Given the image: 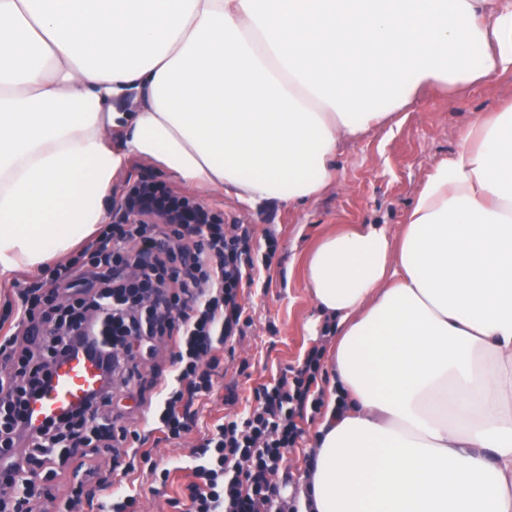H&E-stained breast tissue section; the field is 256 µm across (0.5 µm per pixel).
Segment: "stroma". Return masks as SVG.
I'll return each mask as SVG.
<instances>
[{
	"instance_id": "1",
	"label": "stroma",
	"mask_w": 512,
	"mask_h": 512,
	"mask_svg": "<svg viewBox=\"0 0 512 512\" xmlns=\"http://www.w3.org/2000/svg\"><path fill=\"white\" fill-rule=\"evenodd\" d=\"M512 99V73L499 74L457 96L429 91L401 111L391 125L371 130L347 143L336 158L337 182L317 199L288 207L267 204L252 209L220 191H199L155 163L132 158L117 175L112 194L104 201L112 207L127 187L128 179L149 175L178 192L195 197L223 211L229 224H251L256 232L273 230L278 250L269 270L262 274L263 288L244 296L243 305L253 324L235 344L232 362L219 374L212 397L201 400L197 425L184 447L150 437L153 460L170 471L165 487L153 488L150 480L136 483L142 512H174L169 499L178 497L186 483L185 464L190 450L200 444L208 428L224 415L243 412L254 404L258 391L273 385L290 368L298 367L310 348L323 342V324L314 320L315 309L303 277L305 261L316 242L346 224H385L400 232L415 194L432 167L462 146V130L478 116L498 111ZM171 370L170 350L155 343L142 352L139 374L125 404V423L139 431L149 430L146 408L135 405V395L153 397L156 378ZM235 392L236 404H225L227 392ZM322 414L303 412L297 423L303 436L276 477L283 490L295 491L307 465Z\"/></svg>"
}]
</instances>
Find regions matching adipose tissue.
I'll list each match as a JSON object with an SVG mask.
<instances>
[{
    "instance_id": "obj_1",
    "label": "adipose tissue",
    "mask_w": 512,
    "mask_h": 512,
    "mask_svg": "<svg viewBox=\"0 0 512 512\" xmlns=\"http://www.w3.org/2000/svg\"><path fill=\"white\" fill-rule=\"evenodd\" d=\"M507 71L512 0H0V278L89 238L131 158L294 206L425 88ZM461 138L399 237L307 260L345 401L299 512H512V105Z\"/></svg>"
}]
</instances>
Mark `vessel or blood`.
I'll list each match as a JSON object with an SVG mask.
<instances>
[{"mask_svg": "<svg viewBox=\"0 0 512 512\" xmlns=\"http://www.w3.org/2000/svg\"><path fill=\"white\" fill-rule=\"evenodd\" d=\"M98 364L84 355L70 357L58 366L52 386L28 410L27 421L40 426L73 406L82 404L100 385Z\"/></svg>", "mask_w": 512, "mask_h": 512, "instance_id": "vessel-or-blood-1", "label": "vessel or blood"}]
</instances>
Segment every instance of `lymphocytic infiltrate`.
<instances>
[{"label":"lymphocytic infiltrate","instance_id":"1","mask_svg":"<svg viewBox=\"0 0 512 512\" xmlns=\"http://www.w3.org/2000/svg\"><path fill=\"white\" fill-rule=\"evenodd\" d=\"M131 202L141 213L168 215L169 223L106 225L85 246L88 264L56 266L48 281L18 291L13 331L0 337V362L11 367L0 373V477L14 489L0 495V512H44L54 496L37 485L38 469H52L55 448L83 445L91 459L74 472L66 512H93L97 493L109 490L112 512H132L138 493L125 483L140 466L163 480L170 474L153 465L145 437L122 425L113 401L115 388L128 385L137 370L136 345L159 335L171 345L172 371L155 383L151 419L154 431L178 446L195 425V402L212 393L222 362L252 325L241 300L259 286L261 261L275 255V233L258 238L252 225L213 223L203 211L196 222H184L188 200L154 185L134 188ZM116 265L141 269L140 283L156 291V305L147 311L128 305L124 286L112 278ZM77 350L98 360L100 390L81 408L29 427L30 402L50 386L57 363ZM322 358V349L312 348L292 376L257 393L252 409L215 424L192 448L191 479L171 507L291 512L273 478L301 436L296 415L323 404L311 390ZM103 455L112 458L106 474L97 462Z\"/></svg>","mask_w":512,"mask_h":512}]
</instances>
